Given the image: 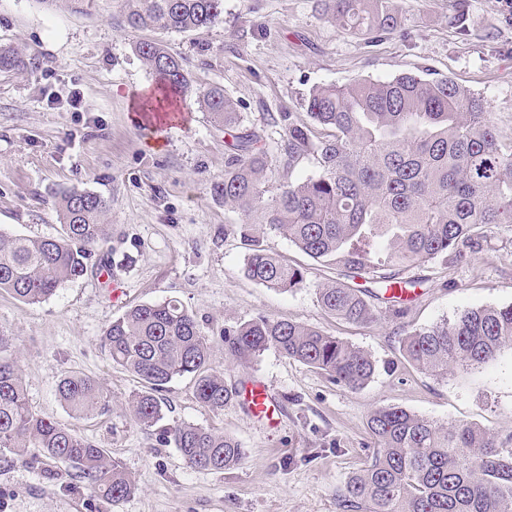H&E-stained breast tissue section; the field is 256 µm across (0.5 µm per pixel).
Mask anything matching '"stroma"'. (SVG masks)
I'll use <instances>...</instances> for the list:
<instances>
[{
  "instance_id": "1",
  "label": "stroma",
  "mask_w": 512,
  "mask_h": 512,
  "mask_svg": "<svg viewBox=\"0 0 512 512\" xmlns=\"http://www.w3.org/2000/svg\"><path fill=\"white\" fill-rule=\"evenodd\" d=\"M399 29L370 40L326 17L321 0H224L211 27L153 32L184 60L196 90L217 85L272 157L269 187L319 170L317 156L289 169V114H303L312 88L411 73L449 77L482 94L504 135H512V11L503 0H393ZM122 0H0V45L27 67L0 71V231L31 237L62 232L58 199L79 189L107 203L108 241L86 274L47 300L27 304L0 292V329L20 354L32 410L73 428L121 461L137 493L115 505L93 500L67 467L52 471L0 460V512H336V493L371 455L367 419L381 406L477 424L512 437V347L470 373L439 380L408 362L404 332L466 309L512 304V229H486L483 252L447 270L442 260L409 269L424 284L404 318L377 303L379 322L355 325L326 313L318 287L335 267L287 239L264 245L305 268L303 287L281 292L242 273L248 247L237 212L213 194L230 156L223 128L194 94L169 125L137 107L155 77L137 51L148 35L123 22ZM80 93L81 108L70 99ZM175 299L212 341L210 366L237 388L257 375L283 402L278 427L254 421L241 404L202 405L183 376L163 393L166 422L209 427L238 439L242 462L223 472L187 467L176 448L137 425L126 402L143 382L112 364L99 338L129 309ZM318 328L368 351L377 362L358 390L270 349L247 362L224 355V330L257 315ZM93 378L112 396L108 413L71 418L56 396L61 377Z\"/></svg>"
}]
</instances>
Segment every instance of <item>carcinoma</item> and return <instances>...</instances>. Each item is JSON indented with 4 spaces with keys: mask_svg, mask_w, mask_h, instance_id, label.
Returning a JSON list of instances; mask_svg holds the SVG:
<instances>
[{
    "mask_svg": "<svg viewBox=\"0 0 512 512\" xmlns=\"http://www.w3.org/2000/svg\"><path fill=\"white\" fill-rule=\"evenodd\" d=\"M390 2L324 5L342 28L379 36L400 25ZM223 9V0H125V21L138 31L184 33L213 25ZM137 50L161 91L159 104L168 107L170 96L192 91L178 54L149 39ZM23 64L19 53L0 47V70ZM197 99L216 125L234 132V155L213 190L241 216V236L249 245L245 276L283 291L305 281L303 269L262 245L255 235L261 226L345 278L378 285L370 293L342 281L317 288L322 308L348 323L379 320L365 294L382 298L423 283L398 272L379 273L377 258L405 269L443 255L451 270L484 250L483 228L512 225V138L504 142L484 97L452 78L405 73L313 88L306 115L288 113V170L310 154L319 157L321 170L286 181L274 193L266 185L269 158L257 147L259 136L241 129V114L224 90L211 87L197 92ZM58 207V237L0 231V292L41 303L87 271L94 247L109 235L106 203L73 189L60 195ZM14 341L0 330V457L44 468L64 463L76 482L107 504L133 496L137 484L120 461L31 409ZM100 344L114 364L145 383L128 401L132 418L145 429L164 419L161 392L185 374L196 377L198 401L213 410L233 397L224 376L210 368V339L176 300L131 308L103 330ZM505 346H512V304L468 309L409 331L403 354L420 370L446 379L490 361ZM270 348L348 389L363 387L376 371L369 352L301 323L259 315L224 330V352L231 359H254ZM56 391L75 419L110 409L111 395L82 374L64 376ZM367 425L370 460L337 494V512H512V448L494 432L398 406L374 409ZM159 442L177 448L195 470L224 471L244 456L237 439L185 422L163 428Z\"/></svg>",
    "mask_w": 512,
    "mask_h": 512,
    "instance_id": "1",
    "label": "carcinoma"
}]
</instances>
